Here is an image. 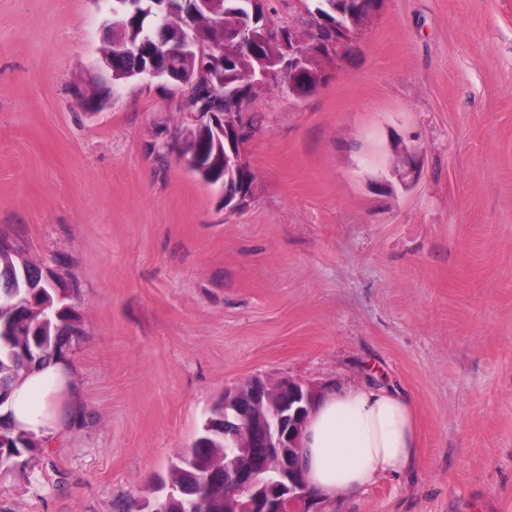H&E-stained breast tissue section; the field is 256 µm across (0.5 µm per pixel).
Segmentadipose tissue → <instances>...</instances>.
Instances as JSON below:
<instances>
[{
  "label": "adipose tissue",
  "mask_w": 512,
  "mask_h": 512,
  "mask_svg": "<svg viewBox=\"0 0 512 512\" xmlns=\"http://www.w3.org/2000/svg\"><path fill=\"white\" fill-rule=\"evenodd\" d=\"M84 408V395L69 360L52 362L20 378L0 416L53 442ZM419 440L415 409L402 394L362 384L324 394L302 438L304 468L320 495L357 493L379 477L415 463Z\"/></svg>",
  "instance_id": "1"
}]
</instances>
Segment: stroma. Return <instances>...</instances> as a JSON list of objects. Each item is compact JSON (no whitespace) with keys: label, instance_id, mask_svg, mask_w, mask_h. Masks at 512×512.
<instances>
[{"label":"stroma","instance_id":"35a3bbf8","mask_svg":"<svg viewBox=\"0 0 512 512\" xmlns=\"http://www.w3.org/2000/svg\"><path fill=\"white\" fill-rule=\"evenodd\" d=\"M105 18L0 0V238L73 283L85 394L0 512H142L254 375L413 402L416 463L327 512H512V0H384L319 91H257L235 211L179 157V90L83 106Z\"/></svg>","mask_w":512,"mask_h":512}]
</instances>
